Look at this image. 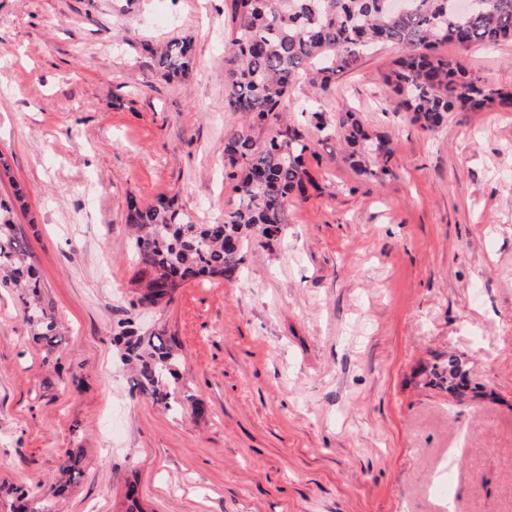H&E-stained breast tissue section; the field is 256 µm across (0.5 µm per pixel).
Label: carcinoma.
<instances>
[{
	"instance_id": "carcinoma-1",
	"label": "carcinoma",
	"mask_w": 512,
	"mask_h": 512,
	"mask_svg": "<svg viewBox=\"0 0 512 512\" xmlns=\"http://www.w3.org/2000/svg\"><path fill=\"white\" fill-rule=\"evenodd\" d=\"M231 39L224 49L227 106L252 116L253 125L269 129L254 139L252 125L224 134V179L236 201L220 224H198L175 199L141 206L127 198L124 221L135 259L150 272L139 304H158L190 278L232 275L246 264L245 244L252 235L279 237L293 200L304 201L318 182L307 169L309 145L284 119L285 103L296 84L308 81L325 92L336 75L360 53L398 45L404 56L383 74L394 94V111L411 113L424 131L440 127L451 112L477 111L497 104L512 108V89L493 88L456 59L438 54L448 43L468 48L512 42V0H406L401 10L390 0H224ZM167 79L186 80L193 69V42L173 39L148 47ZM334 134L349 149L350 165L360 175L384 181L393 175L389 139L373 137L353 112L336 115ZM0 287L14 288L25 300L32 335L52 346L58 336L53 308L42 299V284L30 250L19 235L14 204L0 199ZM113 341L125 359L140 362L138 387L155 402L170 407L171 382L178 379L171 345L149 343L135 322L123 319ZM436 383L457 391L469 375L461 358L430 371Z\"/></svg>"
}]
</instances>
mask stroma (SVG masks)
<instances>
[{"label": "stroma", "mask_w": 512, "mask_h": 512, "mask_svg": "<svg viewBox=\"0 0 512 512\" xmlns=\"http://www.w3.org/2000/svg\"><path fill=\"white\" fill-rule=\"evenodd\" d=\"M186 36L193 72L165 80L148 49ZM228 40L223 0H0V196L26 189L16 224L61 329L32 340L0 288V512H512V112L420 129L382 80L398 46L341 71L321 118L294 88L319 189L282 238L135 306L127 198L214 224L234 196ZM441 52L512 87L510 42ZM348 110L389 137L390 180L318 130ZM126 317L178 356L175 409L113 344ZM451 354L472 369L462 397L425 379Z\"/></svg>", "instance_id": "1"}]
</instances>
